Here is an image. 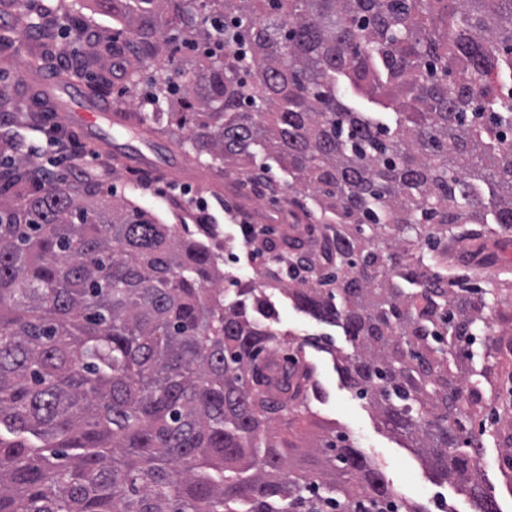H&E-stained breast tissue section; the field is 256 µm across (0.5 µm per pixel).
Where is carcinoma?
<instances>
[{"label":"carcinoma","mask_w":512,"mask_h":512,"mask_svg":"<svg viewBox=\"0 0 512 512\" xmlns=\"http://www.w3.org/2000/svg\"><path fill=\"white\" fill-rule=\"evenodd\" d=\"M137 45L89 46L81 17L0 0L35 20L41 68L124 94L154 61L166 105L204 167L288 177L316 215V249L265 238L257 277L224 287L212 224H162L94 182L34 179L0 133V512H421L348 435L294 463L311 370L272 353L265 290L339 327L340 368L474 512H499L477 474L512 406L464 393L512 372V280L446 274L448 241L512 233V0H94ZM53 108L0 94V118ZM263 162L256 163L257 154Z\"/></svg>","instance_id":"obj_1"}]
</instances>
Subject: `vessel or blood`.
<instances>
[{"mask_svg": "<svg viewBox=\"0 0 512 512\" xmlns=\"http://www.w3.org/2000/svg\"><path fill=\"white\" fill-rule=\"evenodd\" d=\"M44 87L50 88L53 95L62 102L58 113L60 122L76 127L87 136H106L108 128L118 124L129 126L130 121L123 114L112 113L102 102L89 99L81 86L60 77L43 79Z\"/></svg>", "mask_w": 512, "mask_h": 512, "instance_id": "obj_1", "label": "vessel or blood"}]
</instances>
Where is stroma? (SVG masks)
Returning a JSON list of instances; mask_svg holds the SVG:
<instances>
[{"label":"stroma","instance_id":"stroma-1","mask_svg":"<svg viewBox=\"0 0 512 512\" xmlns=\"http://www.w3.org/2000/svg\"><path fill=\"white\" fill-rule=\"evenodd\" d=\"M0 126L16 133L23 151L28 152L41 169L54 171L74 183L83 182L88 174L97 176L99 188H110L127 196L166 224L193 225L203 221L214 225L220 237L230 244L231 256L224 261L226 282L248 279L255 268L266 262L262 255L247 258L241 246V224H268L274 228L276 236L289 235L305 241L310 238L307 223L296 224L290 218L287 195L275 198L257 195L253 184L238 175L225 174L219 188L205 189L201 183L208 180L210 172L203 168L198 169L196 176H181L171 181L147 172H132L131 167L141 154L162 166L184 163L182 148L164 135L141 140L116 130L112 133L111 147L105 148L68 128L64 131L62 148L55 150L46 146L44 127L10 118ZM200 198L205 201L201 207L196 204ZM474 249V241L456 240L448 249L449 271L467 273L481 281L497 276L512 279V240L503 243L500 260L492 267L476 266ZM271 299L279 312V331L291 332L300 339L324 335L335 351L351 352L352 345L340 328L300 312L281 294H272ZM305 360L312 369L311 382L318 388L319 395L312 403L308 423L297 431L295 442L299 448L311 445L324 429L342 430L356 448L378 463L395 492L410 494L426 512H446L452 501L456 502L458 512H472L468 496L454 485L438 484L418 454L383 428L371 406L357 398L345 384L332 353L309 345L305 348Z\"/></svg>","mask_w":512,"mask_h":512}]
</instances>
